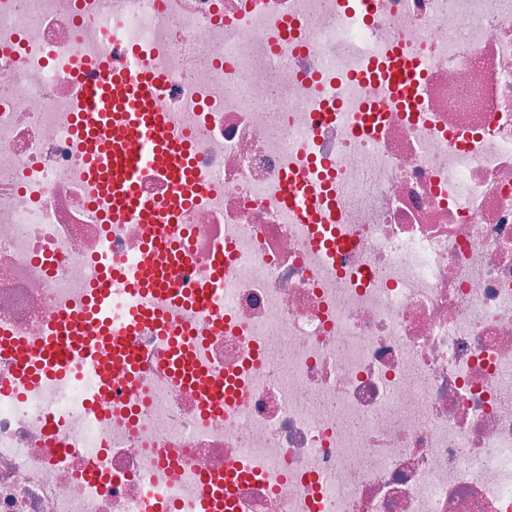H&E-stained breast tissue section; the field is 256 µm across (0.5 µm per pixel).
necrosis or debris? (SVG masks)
<instances>
[{"label":"necrosis or debris","mask_w":512,"mask_h":512,"mask_svg":"<svg viewBox=\"0 0 512 512\" xmlns=\"http://www.w3.org/2000/svg\"><path fill=\"white\" fill-rule=\"evenodd\" d=\"M131 48L195 138L181 286L224 301L171 316L224 399L151 325L136 379L0 391V512H512V0H0V384L159 231L72 132L74 72ZM386 71L393 92L398 99H405L413 90L416 82L417 64L403 57H394ZM283 189L288 207L304 215L315 213L320 208L321 195L312 193L307 185L292 172L283 179Z\"/></svg>","instance_id":"1"}]
</instances>
